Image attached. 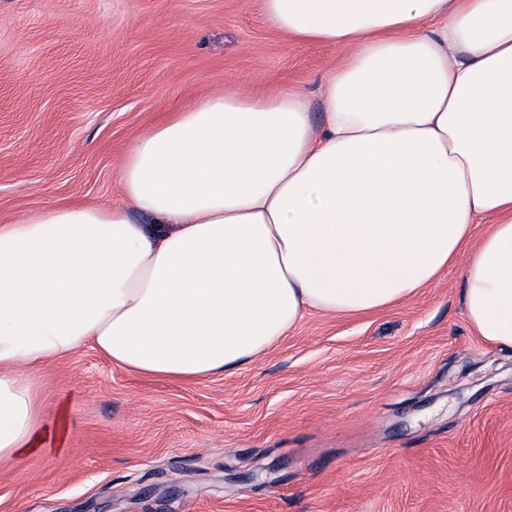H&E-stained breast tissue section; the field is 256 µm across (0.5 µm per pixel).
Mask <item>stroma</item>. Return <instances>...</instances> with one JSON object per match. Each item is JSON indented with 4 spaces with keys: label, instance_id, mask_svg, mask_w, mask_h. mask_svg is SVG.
<instances>
[{
    "label": "stroma",
    "instance_id": "35a3bbf8",
    "mask_svg": "<svg viewBox=\"0 0 512 512\" xmlns=\"http://www.w3.org/2000/svg\"><path fill=\"white\" fill-rule=\"evenodd\" d=\"M342 46L258 0H0V220L121 202L127 143L232 86L316 98ZM459 268L369 313L310 311L188 383L92 348L42 371L40 451L0 512H512V353L470 328Z\"/></svg>",
    "mask_w": 512,
    "mask_h": 512
}]
</instances>
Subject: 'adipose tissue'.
<instances>
[{
	"label": "adipose tissue",
	"mask_w": 512,
	"mask_h": 512,
	"mask_svg": "<svg viewBox=\"0 0 512 512\" xmlns=\"http://www.w3.org/2000/svg\"><path fill=\"white\" fill-rule=\"evenodd\" d=\"M259 6L278 33L350 48L320 119L290 90L207 94L129 144L123 203L0 224V463L37 452L53 360L89 345L198 382L308 310L394 305L457 263L469 325L512 351V0Z\"/></svg>",
	"instance_id": "obj_1"
}]
</instances>
